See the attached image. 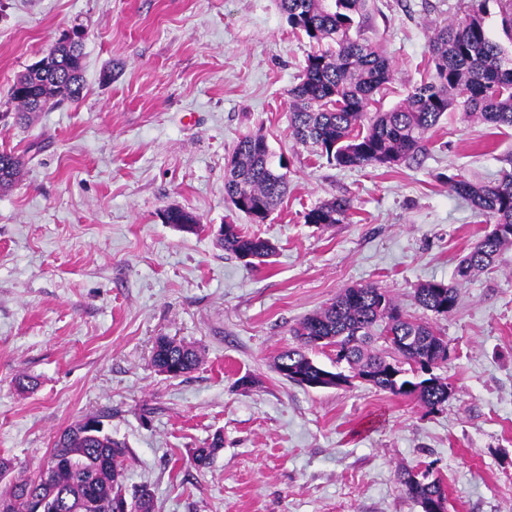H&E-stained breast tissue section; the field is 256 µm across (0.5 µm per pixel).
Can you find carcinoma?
I'll list each match as a JSON object with an SVG mask.
<instances>
[{
  "label": "carcinoma",
  "mask_w": 512,
  "mask_h": 512,
  "mask_svg": "<svg viewBox=\"0 0 512 512\" xmlns=\"http://www.w3.org/2000/svg\"><path fill=\"white\" fill-rule=\"evenodd\" d=\"M368 0H279L292 31L311 44L299 82L290 90L289 134L327 162L338 167L383 166L393 168L425 150L428 134L447 112L456 110L467 121L480 120L495 127L512 128V52L495 40L486 25V0H467L464 17L434 29L430 39L432 71L428 80L410 87L405 97L386 111L369 110L374 95L392 80V66L380 46L366 31L370 25ZM498 2L501 29L512 44V0ZM50 67L36 81L33 69L21 73L11 87L10 100L20 122L43 111L37 97L53 102L77 101L84 90L83 46L64 40L51 48ZM24 167L22 156L0 150V188L12 186ZM448 185L467 200L491 229L460 260L458 280L488 270L506 246L512 245V173L494 183H473L462 174L448 177ZM288 189V166L274 160L265 136L246 135L228 157L224 198L252 223L269 218ZM352 205L346 198H331L304 214V222L317 227L342 224ZM165 222L192 233L197 216L170 207ZM219 245L244 265L270 257L273 246L265 239L224 224ZM418 305L436 316L456 311L458 289L443 281L429 280L415 288ZM295 345L284 350L275 370L290 366L309 378L325 369L309 351L330 347L336 362L346 363L349 373H365V384L395 396L414 397L430 412L448 402V382L432 377L423 386L415 377L392 381L382 375L390 359L402 366L448 362V340L430 322L400 309L389 291L376 284L353 286L340 292L329 305L299 321L291 329ZM201 355L192 346L166 337L156 341L152 363L170 378L194 371ZM90 418L76 421L59 433L42 471L26 473L11 458L0 457V506L5 512H155L151 491L142 488L131 501L123 498L126 443L102 429L86 431ZM223 448L214 435L195 449L193 462L204 468ZM400 483L417 504L446 500L440 482L426 483L413 472L402 470Z\"/></svg>",
  "instance_id": "obj_1"
}]
</instances>
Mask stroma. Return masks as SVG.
Returning a JSON list of instances; mask_svg holds the SVG:
<instances>
[{
	"label": "stroma",
	"instance_id": "35a3bbf8",
	"mask_svg": "<svg viewBox=\"0 0 512 512\" xmlns=\"http://www.w3.org/2000/svg\"><path fill=\"white\" fill-rule=\"evenodd\" d=\"M464 3L370 0L394 74L381 109L424 77L434 25ZM75 27L82 98L16 124L14 80ZM309 50L277 0H0V150L25 161L0 189V456L36 472L65 427L98 416L128 446L127 489L148 485L156 512H421L397 473L428 462L448 512H512V246L457 281L489 226L448 185L512 169V129L452 112L409 163L336 167L288 131ZM254 133L288 160V194L262 224L224 199L227 159ZM338 196L346 223H305ZM170 206L197 231L164 223ZM228 221L273 243L270 262L219 247ZM432 279L459 290L436 321L450 350L437 374L452 385L441 411L275 372L290 327L343 289L379 285L421 318L414 290ZM160 336L198 349V368L158 373ZM22 375L37 387L18 388ZM217 434L223 448L196 468L191 450Z\"/></svg>",
	"mask_w": 512,
	"mask_h": 512
}]
</instances>
